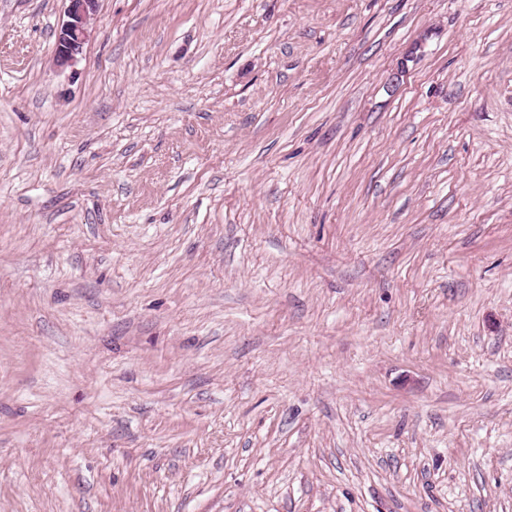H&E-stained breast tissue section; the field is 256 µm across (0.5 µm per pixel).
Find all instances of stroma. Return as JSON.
<instances>
[{"label":"stroma","mask_w":512,"mask_h":512,"mask_svg":"<svg viewBox=\"0 0 512 512\" xmlns=\"http://www.w3.org/2000/svg\"><path fill=\"white\" fill-rule=\"evenodd\" d=\"M0 0V512H512V0ZM68 2L56 34L54 60L57 67L73 66L90 38L100 0H64Z\"/></svg>","instance_id":"stroma-1"}]
</instances>
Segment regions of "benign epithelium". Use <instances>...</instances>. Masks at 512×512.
Wrapping results in <instances>:
<instances>
[{"instance_id": "obj_1", "label": "benign epithelium", "mask_w": 512, "mask_h": 512, "mask_svg": "<svg viewBox=\"0 0 512 512\" xmlns=\"http://www.w3.org/2000/svg\"><path fill=\"white\" fill-rule=\"evenodd\" d=\"M62 22L56 34L54 60L57 67L73 66L90 38L100 0H66Z\"/></svg>"}]
</instances>
